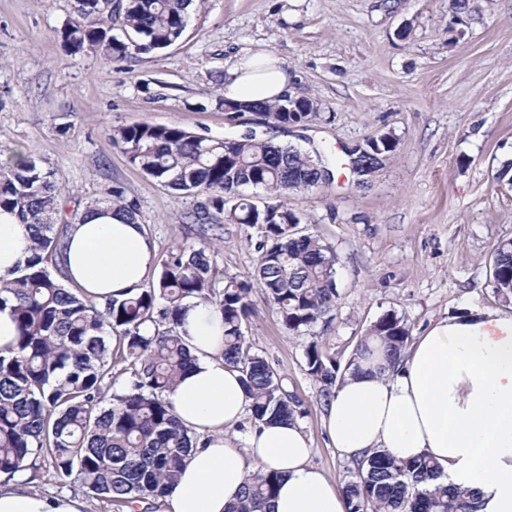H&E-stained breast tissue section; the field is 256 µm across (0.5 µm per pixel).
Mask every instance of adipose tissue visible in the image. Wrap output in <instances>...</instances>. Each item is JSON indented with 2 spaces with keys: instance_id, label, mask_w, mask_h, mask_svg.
Segmentation results:
<instances>
[{
  "instance_id": "1",
  "label": "adipose tissue",
  "mask_w": 512,
  "mask_h": 512,
  "mask_svg": "<svg viewBox=\"0 0 512 512\" xmlns=\"http://www.w3.org/2000/svg\"><path fill=\"white\" fill-rule=\"evenodd\" d=\"M288 81L279 61L261 54L226 79L224 96L272 103ZM31 245L28 226L0 211V277H13ZM63 255L69 277L97 301L139 287L155 262L143 225L111 215L76 219ZM181 330L196 363L168 397L203 440L168 489L164 512H227L259 468L280 476L271 512H346L341 490L311 464V441L296 420L260 424L242 446L232 439L249 401L239 373L224 365L220 313L192 305ZM325 427L345 458L374 448L403 460L426 455L446 483L481 491V512H512V311L470 309L441 319L394 370L346 374L325 405ZM0 512H83V504L41 495L16 477L0 488Z\"/></svg>"
}]
</instances>
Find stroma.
Masks as SVG:
<instances>
[{
    "instance_id": "stroma-1",
    "label": "stroma",
    "mask_w": 512,
    "mask_h": 512,
    "mask_svg": "<svg viewBox=\"0 0 512 512\" xmlns=\"http://www.w3.org/2000/svg\"><path fill=\"white\" fill-rule=\"evenodd\" d=\"M74 15L75 0H0V158L19 149L52 170L59 223L120 186L157 256L193 238L184 215L206 192L141 173L113 147L112 130L148 122L213 138L247 133L226 119L224 82L261 53L280 60L289 94L316 101L322 117L258 135L331 162L342 146L396 137L371 185L341 167L331 184L287 198L336 252L330 327L291 335L256 290L245 329L301 404L312 464L344 486L355 463L326 435L305 364L311 341L343 368L386 311L418 337L442 318L501 306L489 270L495 244L512 239V183L497 177L512 162V0H474L460 26L448 0H196L175 44L118 62L64 52L60 31ZM220 235L221 271L250 280L257 229L227 224Z\"/></svg>"
}]
</instances>
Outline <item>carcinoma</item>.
<instances>
[{
  "instance_id": "1",
  "label": "carcinoma",
  "mask_w": 512,
  "mask_h": 512,
  "mask_svg": "<svg viewBox=\"0 0 512 512\" xmlns=\"http://www.w3.org/2000/svg\"><path fill=\"white\" fill-rule=\"evenodd\" d=\"M192 6L193 0H125L120 38L108 26L109 0H78L76 18L61 33L63 47L109 62L165 49L182 36ZM288 100L224 104L260 112L266 124L304 126L320 117L318 111H288ZM112 144L142 173L175 191L209 192L192 214L196 239L161 259L159 277L149 287L97 304L63 271L69 225L56 222L61 189L53 172L21 151L0 162V209L28 225L34 242L17 274L0 279V308L10 307L17 325L13 345L0 349V473H24L28 484L76 473L87 492L119 512H133L137 504L165 496L197 445L167 398L194 363L179 331L188 304H210L221 313L224 365L240 373L256 425L297 418L298 401L283 376L246 343L252 288H260L297 336L331 323L339 292L335 251L302 227L285 201L290 192L331 181L320 157L253 133L216 139L149 123L115 129ZM247 187L263 189L266 200L254 201L243 193ZM101 209L137 221V207L120 186L84 214ZM223 223L258 228L252 284L219 279L213 230ZM490 284L499 299L512 300V240L494 248ZM410 338L407 319L387 311L361 338L349 365L362 359L383 373L401 359ZM305 358L320 397L328 399L341 382L335 360L316 342ZM117 366L133 381L111 394ZM441 479L440 467L427 456L400 460L374 448L357 462L342 493L348 512H481L477 494ZM278 485L276 472L257 470L229 512H267Z\"/></svg>"
}]
</instances>
